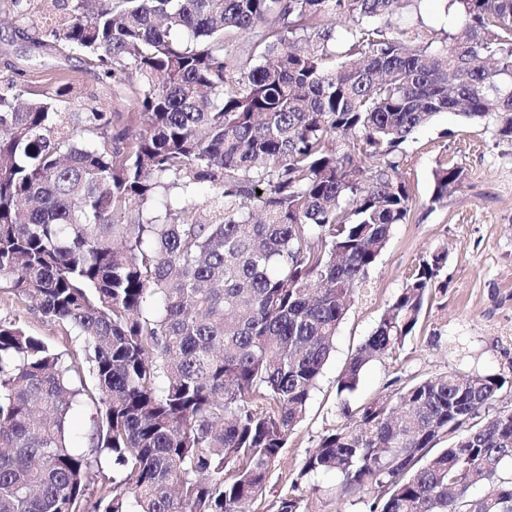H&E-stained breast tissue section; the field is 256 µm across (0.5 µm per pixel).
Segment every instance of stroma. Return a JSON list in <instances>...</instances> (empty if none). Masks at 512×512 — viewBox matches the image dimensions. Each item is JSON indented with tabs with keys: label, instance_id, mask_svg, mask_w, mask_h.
I'll return each mask as SVG.
<instances>
[{
	"label": "stroma",
	"instance_id": "35a3bbf8",
	"mask_svg": "<svg viewBox=\"0 0 512 512\" xmlns=\"http://www.w3.org/2000/svg\"><path fill=\"white\" fill-rule=\"evenodd\" d=\"M445 3L414 0L397 24L418 29L427 39L444 38L451 22ZM21 27L11 0H0V81L21 71L37 92L67 82L94 92L101 109L137 121L132 102L113 100L82 56L35 49ZM441 163L460 168L463 177L446 205L435 207L430 203L432 172ZM400 174L412 208L404 223L393 226L366 285L337 330L303 420L289 433L263 495L247 503V512H273L274 501L290 493L301 498L304 512H368L372 494H344L338 474L299 478L322 435L346 423L348 413L396 395L413 381L451 371L500 373L512 379V143L497 138L486 125L443 113L404 144ZM438 247L448 251L441 272L446 291L430 301L396 359L369 363L357 388L338 397L337 376L408 275Z\"/></svg>",
	"mask_w": 512,
	"mask_h": 512
}]
</instances>
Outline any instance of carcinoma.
I'll use <instances>...</instances> for the list:
<instances>
[{
    "label": "carcinoma",
    "mask_w": 512,
    "mask_h": 512,
    "mask_svg": "<svg viewBox=\"0 0 512 512\" xmlns=\"http://www.w3.org/2000/svg\"><path fill=\"white\" fill-rule=\"evenodd\" d=\"M12 2L34 46L87 57L140 124L91 96L70 110L68 84H0V295L71 341L0 320V512H244L411 210L402 145L444 112L512 142V0H449L439 46L394 31L411 0ZM337 13L358 16L346 36L313 27ZM461 181L439 165L430 203ZM447 261L422 260L338 395L415 333ZM505 383L412 382L321 436L297 479L382 489L369 512H512Z\"/></svg>",
    "instance_id": "obj_1"
}]
</instances>
